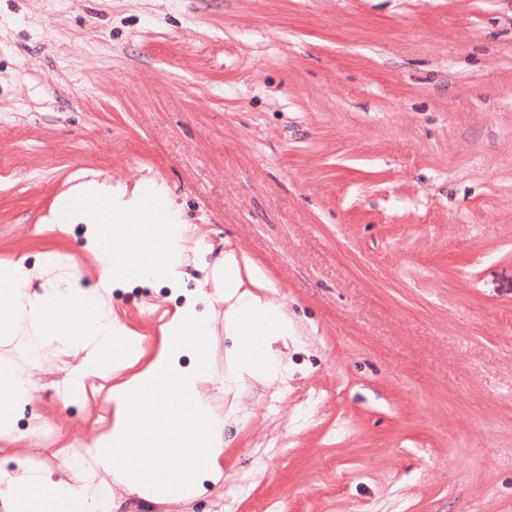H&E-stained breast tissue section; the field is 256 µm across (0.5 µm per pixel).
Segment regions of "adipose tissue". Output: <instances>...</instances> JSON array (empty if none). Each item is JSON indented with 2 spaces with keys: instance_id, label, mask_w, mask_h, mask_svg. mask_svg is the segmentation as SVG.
<instances>
[{
  "instance_id": "1",
  "label": "adipose tissue",
  "mask_w": 512,
  "mask_h": 512,
  "mask_svg": "<svg viewBox=\"0 0 512 512\" xmlns=\"http://www.w3.org/2000/svg\"><path fill=\"white\" fill-rule=\"evenodd\" d=\"M224 330L231 336H250L251 344L241 345L231 357L224 376L228 389L243 386L246 379H268L286 367L271 354L274 342L287 339L292 325L282 306L244 289L240 263L235 254L224 256ZM6 493L23 501L42 496L68 512H86L90 489L76 472L54 476L49 470H27L8 476Z\"/></svg>"
}]
</instances>
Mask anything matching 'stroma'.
<instances>
[{
	"instance_id": "stroma-1",
	"label": "stroma",
	"mask_w": 512,
	"mask_h": 512,
	"mask_svg": "<svg viewBox=\"0 0 512 512\" xmlns=\"http://www.w3.org/2000/svg\"><path fill=\"white\" fill-rule=\"evenodd\" d=\"M90 181L169 203L188 276L113 282L155 344L83 398V351L27 367L0 471L93 457L189 306L220 473L109 512H512V0H0V265L99 288L94 225L55 218ZM228 252L295 326L287 377L232 391Z\"/></svg>"
}]
</instances>
